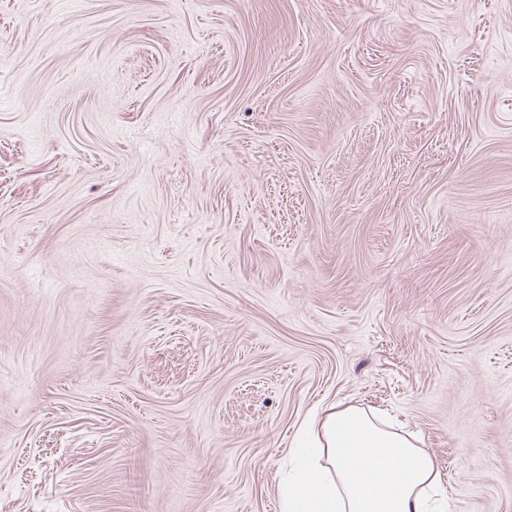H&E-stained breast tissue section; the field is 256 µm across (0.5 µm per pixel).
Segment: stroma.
<instances>
[{"instance_id": "obj_1", "label": "stroma", "mask_w": 512, "mask_h": 512, "mask_svg": "<svg viewBox=\"0 0 512 512\" xmlns=\"http://www.w3.org/2000/svg\"><path fill=\"white\" fill-rule=\"evenodd\" d=\"M333 401L512 512V0H0V512H280Z\"/></svg>"}]
</instances>
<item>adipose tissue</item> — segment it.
Segmentation results:
<instances>
[{
    "label": "adipose tissue",
    "instance_id": "obj_1",
    "mask_svg": "<svg viewBox=\"0 0 512 512\" xmlns=\"http://www.w3.org/2000/svg\"><path fill=\"white\" fill-rule=\"evenodd\" d=\"M306 429L280 485L281 512H442L433 457L394 418L332 403Z\"/></svg>",
    "mask_w": 512,
    "mask_h": 512
}]
</instances>
